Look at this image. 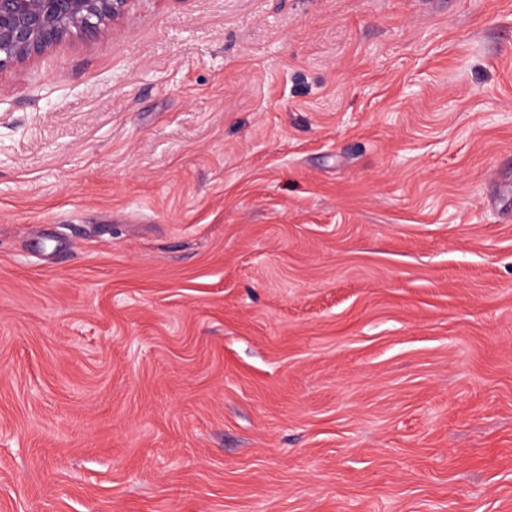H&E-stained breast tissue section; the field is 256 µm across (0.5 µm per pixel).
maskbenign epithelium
I'll return each mask as SVG.
<instances>
[{"instance_id":"7a95c632","label":"benign epithelium","mask_w":512,"mask_h":512,"mask_svg":"<svg viewBox=\"0 0 512 512\" xmlns=\"http://www.w3.org/2000/svg\"><path fill=\"white\" fill-rule=\"evenodd\" d=\"M133 0H0V72L76 34L108 36Z\"/></svg>"}]
</instances>
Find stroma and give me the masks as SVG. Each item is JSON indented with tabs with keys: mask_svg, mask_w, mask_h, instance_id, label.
<instances>
[{
	"mask_svg": "<svg viewBox=\"0 0 512 512\" xmlns=\"http://www.w3.org/2000/svg\"><path fill=\"white\" fill-rule=\"evenodd\" d=\"M0 512H512V0L0 72Z\"/></svg>",
	"mask_w": 512,
	"mask_h": 512,
	"instance_id": "1",
	"label": "stroma"
}]
</instances>
